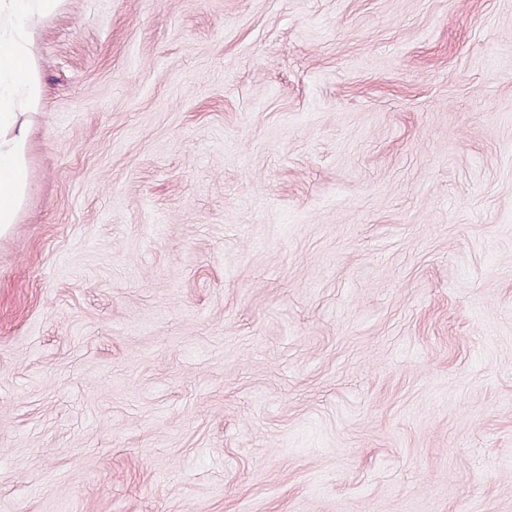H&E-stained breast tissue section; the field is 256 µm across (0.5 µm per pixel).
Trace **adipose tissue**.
Returning a JSON list of instances; mask_svg holds the SVG:
<instances>
[{"label":"adipose tissue","mask_w":512,"mask_h":512,"mask_svg":"<svg viewBox=\"0 0 512 512\" xmlns=\"http://www.w3.org/2000/svg\"><path fill=\"white\" fill-rule=\"evenodd\" d=\"M60 0H0V235L15 224L28 190V125L39 99L34 26Z\"/></svg>","instance_id":"1"}]
</instances>
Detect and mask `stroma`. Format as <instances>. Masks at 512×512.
<instances>
[{
	"mask_svg": "<svg viewBox=\"0 0 512 512\" xmlns=\"http://www.w3.org/2000/svg\"><path fill=\"white\" fill-rule=\"evenodd\" d=\"M0 235V512H512V0H63Z\"/></svg>",
	"mask_w": 512,
	"mask_h": 512,
	"instance_id": "obj_1",
	"label": "stroma"
}]
</instances>
